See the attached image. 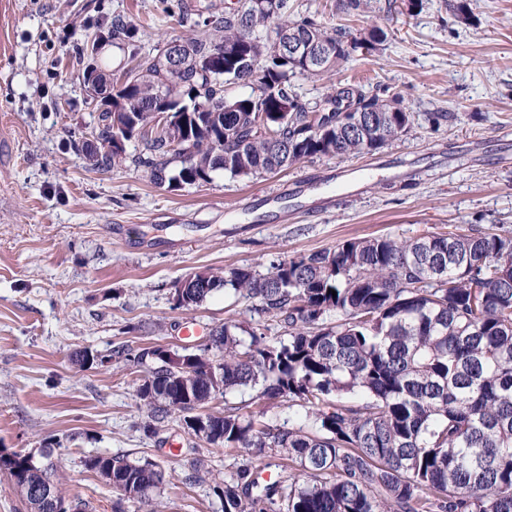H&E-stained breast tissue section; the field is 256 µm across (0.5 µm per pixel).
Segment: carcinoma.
I'll return each mask as SVG.
<instances>
[{"label": "carcinoma", "instance_id": "cac0c4a2", "mask_svg": "<svg viewBox=\"0 0 512 512\" xmlns=\"http://www.w3.org/2000/svg\"><path fill=\"white\" fill-rule=\"evenodd\" d=\"M177 9V25L190 32L179 38L187 68L178 75L163 57L169 40L142 44L120 14L106 32L85 34L80 60L101 41L125 59L114 72L97 68L112 106L92 128L101 147L86 158L95 169L132 167L177 190L207 184L217 172L258 178L317 156L378 152L410 131L413 113L404 107L364 113L381 122L367 137L351 123L336 128L343 100L384 101L346 85L327 96L332 108L311 133L312 107L292 92L290 77H320L336 65L298 68L270 53L273 38L251 37L274 20L276 34L287 27L331 41L344 62L358 51L347 28L292 18L288 0H242L221 14L178 0ZM339 9L361 16L369 0H340ZM240 81L250 93L226 98L225 86ZM161 106L171 112L163 127L154 120ZM132 141L141 146L134 154ZM187 279L186 309L222 289L251 303L258 321L276 319L283 328L268 336L230 320L191 351L112 350L140 373L135 400L147 413V437L175 417L187 444L259 461L213 485L222 512H512L511 234L474 225L466 233L353 239L264 272L206 269ZM248 388L293 412L269 419L229 401ZM221 401L224 410L213 409ZM83 464L112 487V512H123L124 501L157 512L159 464L128 454L90 455ZM0 473L28 512H55L68 499L53 466L21 452L1 449Z\"/></svg>", "mask_w": 512, "mask_h": 512}]
</instances>
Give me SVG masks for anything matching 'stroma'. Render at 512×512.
Instances as JSON below:
<instances>
[{"instance_id": "obj_1", "label": "stroma", "mask_w": 512, "mask_h": 512, "mask_svg": "<svg viewBox=\"0 0 512 512\" xmlns=\"http://www.w3.org/2000/svg\"><path fill=\"white\" fill-rule=\"evenodd\" d=\"M176 2L8 0L0 11V448L51 456L65 490L94 512H112L115 495L85 456L160 463L163 512H221L212 486L246 461L206 443L189 450L175 421L145 438L129 366L75 362L84 349L179 351L227 320L253 325L245 302L220 291L175 308L178 279L264 270L351 238L473 224L512 233V0H470L466 24L449 0L413 13L372 0L388 33L381 46L322 79L292 77L310 103L340 82L388 87L415 115L388 148L171 191L140 171L91 169L78 151L97 112L76 48L116 13L147 40L184 35L166 13Z\"/></svg>"}]
</instances>
